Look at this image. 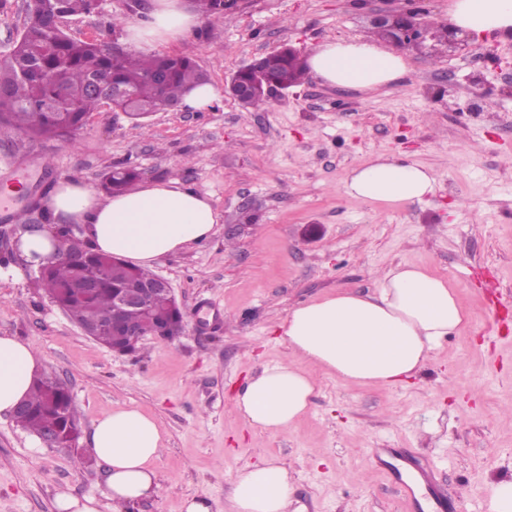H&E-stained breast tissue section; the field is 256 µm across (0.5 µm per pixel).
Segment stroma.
<instances>
[{"mask_svg":"<svg viewBox=\"0 0 512 512\" xmlns=\"http://www.w3.org/2000/svg\"><path fill=\"white\" fill-rule=\"evenodd\" d=\"M403 0H241L163 53L192 58L217 96L203 110L170 107L138 124L100 108L72 143L32 139L0 124V188L26 174L14 208L49 223L60 181L98 186L127 163L141 182L207 195L220 219L203 242L159 259L189 324L176 340L145 337L119 355L86 336L36 285L16 250L20 225L0 220V336L31 341L74 398L78 448H49L14 419L0 420V512H56L55 496L98 495L103 463L89 462L96 419L116 407L152 416L166 435L156 495L133 512H182L207 496L229 503V477L264 457L291 476L303 512H487L488 485L512 478V38L486 36L481 60L429 40L408 52L397 83L362 93L317 77L275 92L257 109L226 93L230 75L289 45L311 53L336 38L369 36L371 19ZM123 28L112 29L113 16ZM122 0L69 17L76 39H126L145 22ZM386 154L431 167L423 203L389 208L349 198L352 167ZM414 263L446 278L469 326L430 354L405 387L320 380L293 429L269 434L239 415L236 398L264 366L291 361L282 325L295 306L340 290L372 293L379 273ZM430 485L405 497L416 468Z\"/></svg>","mask_w":512,"mask_h":512,"instance_id":"35a3bbf8","label":"stroma"}]
</instances>
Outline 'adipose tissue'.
I'll use <instances>...</instances> for the list:
<instances>
[{
  "label": "adipose tissue",
  "instance_id": "1",
  "mask_svg": "<svg viewBox=\"0 0 512 512\" xmlns=\"http://www.w3.org/2000/svg\"><path fill=\"white\" fill-rule=\"evenodd\" d=\"M449 20L472 34L512 37V0H453ZM197 23L182 0H153L149 20L127 28L135 45L164 43ZM311 73L338 88L370 91L393 84L407 70V57L368 38L329 40L308 58ZM437 186L434 170L419 162L378 155L352 168L344 190L350 198L388 206L419 204ZM60 219L84 225L99 253L148 269L161 257L207 240L218 222L211 199L178 182L141 185L100 198L88 184L64 180L46 202ZM469 316L455 288L432 272L408 263L378 278L373 293L349 291L291 309L283 326L298 363L268 365L236 400L254 429L282 433L307 414L324 374L345 384L395 387L417 377L431 351L464 330ZM43 360L33 343L0 336V419L12 417L25 400ZM165 443L156 421L141 410L104 412L91 447L107 468L103 497L60 490L58 512H101L102 500L135 505L158 488L154 462ZM231 512H288L289 476L266 458L231 476Z\"/></svg>",
  "mask_w": 512,
  "mask_h": 512
}]
</instances>
